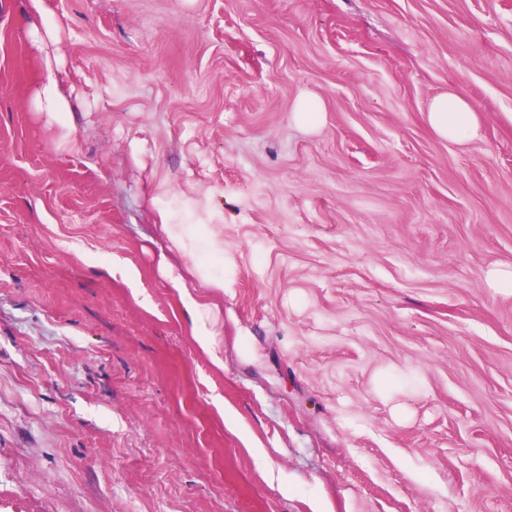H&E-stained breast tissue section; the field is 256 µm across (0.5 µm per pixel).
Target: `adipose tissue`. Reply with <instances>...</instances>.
Segmentation results:
<instances>
[{
    "label": "adipose tissue",
    "mask_w": 512,
    "mask_h": 512,
    "mask_svg": "<svg viewBox=\"0 0 512 512\" xmlns=\"http://www.w3.org/2000/svg\"><path fill=\"white\" fill-rule=\"evenodd\" d=\"M428 122L433 132L442 139L456 144H466L479 137L481 119L470 103L455 92L434 97L428 110ZM171 288L177 291L182 307L189 317L193 335L199 347L208 353L216 366L224 360L218 354L211 331L206 323V305L187 287L182 276L170 271L167 260H160Z\"/></svg>",
    "instance_id": "adipose-tissue-1"
}]
</instances>
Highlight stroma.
<instances>
[{
	"label": "stroma",
	"instance_id": "35a3bbf8",
	"mask_svg": "<svg viewBox=\"0 0 512 512\" xmlns=\"http://www.w3.org/2000/svg\"><path fill=\"white\" fill-rule=\"evenodd\" d=\"M505 264L512 0H0V512H512ZM36 103L41 112H46L62 129V136L69 135L68 120L71 105L62 94L57 81L54 78L43 83L36 93ZM428 122L437 136L460 145L475 140L481 131L478 112L466 99L453 91L432 99ZM158 264L160 270L169 280L171 288L178 292L182 308L191 321L193 336L199 347L210 355L216 366L223 368L224 359L218 354L212 333L207 327L205 316L207 305L191 292L182 276L176 275L169 268L170 264L167 262L166 255H160Z\"/></svg>",
	"mask_w": 512,
	"mask_h": 512
}]
</instances>
